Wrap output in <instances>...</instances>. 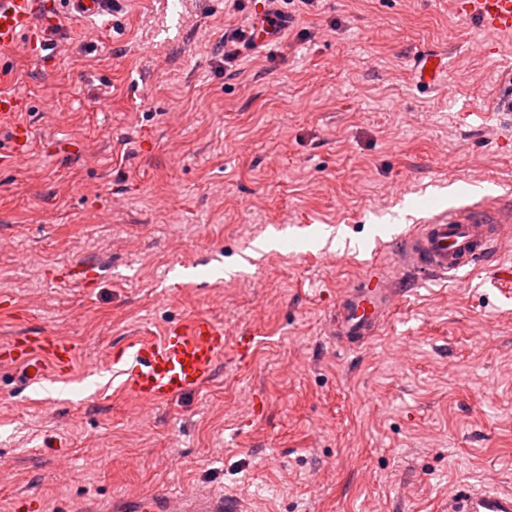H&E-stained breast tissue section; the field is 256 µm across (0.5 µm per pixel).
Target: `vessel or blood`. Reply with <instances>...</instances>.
I'll return each mask as SVG.
<instances>
[{
    "instance_id": "b4317fda",
    "label": "vessel or blood",
    "mask_w": 512,
    "mask_h": 512,
    "mask_svg": "<svg viewBox=\"0 0 512 512\" xmlns=\"http://www.w3.org/2000/svg\"><path fill=\"white\" fill-rule=\"evenodd\" d=\"M66 8L89 18L111 13L112 0H63ZM38 0H0V49L16 47L20 33L37 29ZM459 17L478 29L512 36V0H455ZM414 75L429 87L447 83L448 65L441 56L419 52ZM26 107L15 93H0V128H9L11 144L0 149V169L16 167L33 140L30 126L18 122ZM492 207L449 209L423 219L397 240L393 259L400 271L392 276L374 266L366 283L345 289L326 321V334L342 348H354L377 336L407 294L401 278L445 277L488 256H497L511 237ZM254 338L228 335L223 324L207 316L169 326L157 338H138L123 348V387L140 402L164 406L210 383L220 362L251 359ZM0 357L23 368L29 378L58 379L76 358L73 343L56 332L20 334L0 347ZM112 512H239L216 495L178 496L154 491L112 505ZM435 512H512V491L465 486L437 502Z\"/></svg>"
}]
</instances>
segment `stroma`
Returning <instances> with one entry per match:
<instances>
[{"label":"stroma","instance_id":"35a3bbf8","mask_svg":"<svg viewBox=\"0 0 512 512\" xmlns=\"http://www.w3.org/2000/svg\"><path fill=\"white\" fill-rule=\"evenodd\" d=\"M287 11L277 47L229 69L217 48L254 0L58 10L51 59L0 51L34 132L0 171V344L54 330L77 346L63 382L0 368V512L22 496L108 512L155 490L242 512H433L460 483L512 490V285L491 267L422 283L358 348L325 334L417 219L512 213V38L452 0ZM424 49L451 87L417 86ZM199 314L254 336L250 361L167 406L123 393L106 365L126 338Z\"/></svg>","mask_w":512,"mask_h":512}]
</instances>
